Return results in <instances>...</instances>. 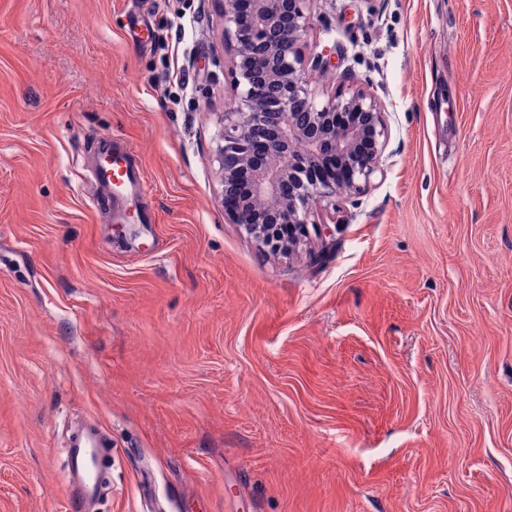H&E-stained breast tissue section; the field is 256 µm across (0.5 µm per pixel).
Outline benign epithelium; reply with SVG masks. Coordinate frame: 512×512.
I'll list each match as a JSON object with an SVG mask.
<instances>
[{
    "label": "benign epithelium",
    "mask_w": 512,
    "mask_h": 512,
    "mask_svg": "<svg viewBox=\"0 0 512 512\" xmlns=\"http://www.w3.org/2000/svg\"><path fill=\"white\" fill-rule=\"evenodd\" d=\"M234 54L238 105L224 113L214 160L224 218L271 248L284 227L289 253L308 235L313 205L352 199L380 171L387 113L372 86L316 103L312 79L331 68L302 37L311 0H214Z\"/></svg>",
    "instance_id": "7a95c632"
}]
</instances>
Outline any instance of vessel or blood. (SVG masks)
I'll return each instance as SVG.
<instances>
[{"label":"vessel or blood","mask_w":512,"mask_h":512,"mask_svg":"<svg viewBox=\"0 0 512 512\" xmlns=\"http://www.w3.org/2000/svg\"><path fill=\"white\" fill-rule=\"evenodd\" d=\"M102 150L108 160L99 167L97 178L114 196H123L130 187L147 193L146 183L137 179L136 152L129 142L108 139ZM111 465L112 445L101 431L86 429L73 437L66 453L65 491L75 512H89L91 505L102 499L101 474Z\"/></svg>","instance_id":"b4317fda"}]
</instances>
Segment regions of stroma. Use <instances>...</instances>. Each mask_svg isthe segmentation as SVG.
I'll return each mask as SVG.
<instances>
[{
    "instance_id": "stroma-1",
    "label": "stroma",
    "mask_w": 512,
    "mask_h": 512,
    "mask_svg": "<svg viewBox=\"0 0 512 512\" xmlns=\"http://www.w3.org/2000/svg\"><path fill=\"white\" fill-rule=\"evenodd\" d=\"M325 48L388 144L272 256L219 202L214 0H0V512H73L79 419L98 512H512V0H313ZM109 136L154 223L103 203ZM65 491L74 510L87 512L102 499V471L112 468V443L98 429L77 433L66 453Z\"/></svg>"
}]
</instances>
